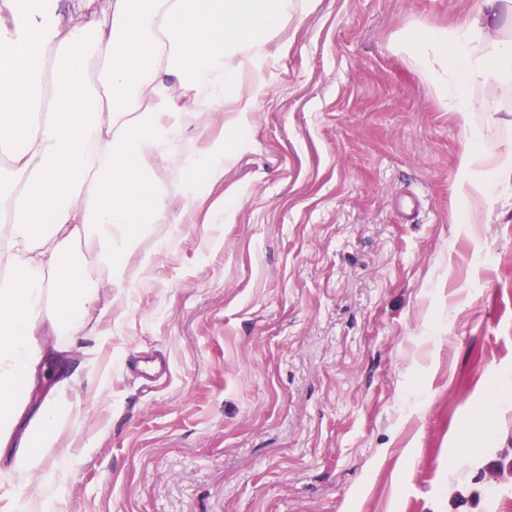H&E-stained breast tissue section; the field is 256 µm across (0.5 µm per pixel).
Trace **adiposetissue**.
I'll return each instance as SVG.
<instances>
[{"instance_id":"adipose-tissue-1","label":"adipose tissue","mask_w":512,"mask_h":512,"mask_svg":"<svg viewBox=\"0 0 512 512\" xmlns=\"http://www.w3.org/2000/svg\"><path fill=\"white\" fill-rule=\"evenodd\" d=\"M59 0H0V512H54L70 461L56 449L62 417L78 404L55 384L22 417L45 363L42 327L69 340L97 335L95 312L123 285L125 255L147 224L178 223L185 196L166 185L167 156L190 119L206 134L225 104L253 111L261 69L243 84L239 56L260 53L288 28L291 0H99L98 11H58ZM505 0H480L456 27L421 23L394 45L446 111L468 115L471 93L499 75L512 42ZM93 244L108 280L77 253Z\"/></svg>"}]
</instances>
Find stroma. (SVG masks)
I'll list each match as a JSON object with an SVG mask.
<instances>
[{
  "label": "stroma",
  "mask_w": 512,
  "mask_h": 512,
  "mask_svg": "<svg viewBox=\"0 0 512 512\" xmlns=\"http://www.w3.org/2000/svg\"><path fill=\"white\" fill-rule=\"evenodd\" d=\"M112 296L59 512H512V64L444 111L392 50L479 0H292ZM112 373L99 394L97 367Z\"/></svg>",
  "instance_id": "stroma-1"
}]
</instances>
